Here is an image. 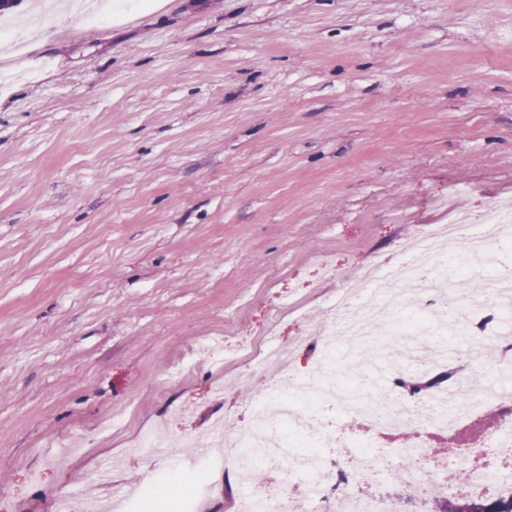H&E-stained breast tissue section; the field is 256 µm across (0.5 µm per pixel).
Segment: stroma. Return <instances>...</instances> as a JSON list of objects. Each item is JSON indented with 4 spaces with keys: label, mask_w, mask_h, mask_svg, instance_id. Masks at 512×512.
Returning a JSON list of instances; mask_svg holds the SVG:
<instances>
[{
    "label": "stroma",
    "mask_w": 512,
    "mask_h": 512,
    "mask_svg": "<svg viewBox=\"0 0 512 512\" xmlns=\"http://www.w3.org/2000/svg\"><path fill=\"white\" fill-rule=\"evenodd\" d=\"M0 45V512L168 476L134 454L250 409L205 340L312 345L307 315L444 224L512 200V0H162ZM330 257L336 277L323 279ZM462 336L412 339L416 373Z\"/></svg>",
    "instance_id": "stroma-1"
}]
</instances>
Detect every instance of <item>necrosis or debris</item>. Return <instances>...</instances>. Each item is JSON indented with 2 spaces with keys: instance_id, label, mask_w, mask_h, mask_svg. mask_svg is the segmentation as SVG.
<instances>
[{
  "instance_id": "4bbe7bcc",
  "label": "necrosis or debris",
  "mask_w": 512,
  "mask_h": 512,
  "mask_svg": "<svg viewBox=\"0 0 512 512\" xmlns=\"http://www.w3.org/2000/svg\"><path fill=\"white\" fill-rule=\"evenodd\" d=\"M511 223L512 209L495 205L477 217L462 212L448 223L427 225L422 235L429 245L424 262L406 256L387 258L359 273L371 284L385 273L397 277L399 268L405 267L409 282L368 300L358 290L337 289L319 322L318 337L325 341L348 336L356 345L376 347L388 356L403 340L455 328L463 319L472 341L488 339L495 353L494 370L512 366V338L494 330L502 312L500 302L462 294L452 310L440 286L441 281L455 284L487 268L494 281H511L512 267L490 266L488 253L469 248L475 240L473 226L493 239L501 226ZM263 356L277 365L278 372L271 388L254 404L250 424L228 418L212 427L209 459L216 472L212 487L230 481L247 483V460L275 464L276 476L270 484L239 495L237 512H288V500L295 496L308 504L310 512H403L399 497L378 491L382 480L397 471L406 474L418 499L512 502L511 391L490 398L479 395L459 373L446 386L418 395L405 386L400 370L392 371L381 389L369 385L366 367L354 363L346 367L345 387L338 388L326 381V357L270 345ZM337 410L362 420L369 433L348 444L347 464L355 472L357 489L333 496L327 485L334 474L331 449L336 431L326 418ZM484 416L493 418V426L459 447L460 430ZM396 431L410 433L413 446L388 455L376 452L378 440ZM431 435L448 443L452 454L426 447L424 440ZM463 467L470 472L465 482L457 478Z\"/></svg>"
}]
</instances>
